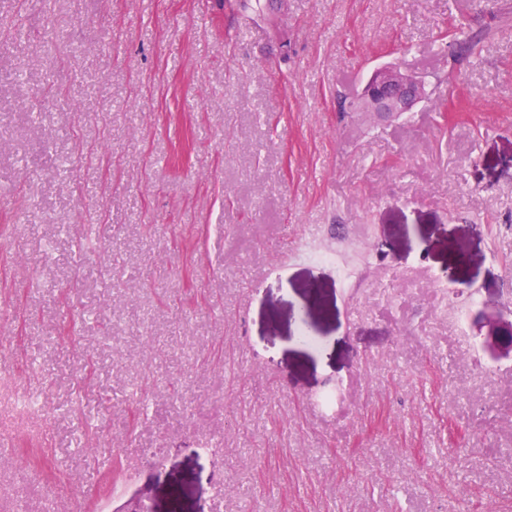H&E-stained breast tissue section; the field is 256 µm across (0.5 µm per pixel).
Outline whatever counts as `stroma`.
Listing matches in <instances>:
<instances>
[{
  "label": "stroma",
  "mask_w": 512,
  "mask_h": 512,
  "mask_svg": "<svg viewBox=\"0 0 512 512\" xmlns=\"http://www.w3.org/2000/svg\"><path fill=\"white\" fill-rule=\"evenodd\" d=\"M0 448V512H512V0H0ZM457 60L471 56L482 42V32L459 30L451 34ZM424 96V84L417 77L394 65H384L374 70L351 105L390 121L412 112Z\"/></svg>",
  "instance_id": "35a3bbf8"
}]
</instances>
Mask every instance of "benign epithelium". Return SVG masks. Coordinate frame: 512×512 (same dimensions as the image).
Listing matches in <instances>:
<instances>
[{
  "label": "benign epithelium",
  "instance_id": "obj_1",
  "mask_svg": "<svg viewBox=\"0 0 512 512\" xmlns=\"http://www.w3.org/2000/svg\"><path fill=\"white\" fill-rule=\"evenodd\" d=\"M424 96V84L417 77L393 65H384L374 70L352 105L379 119L390 121L413 111ZM119 512L151 510L146 496L139 493L128 497Z\"/></svg>",
  "mask_w": 512,
  "mask_h": 512
}]
</instances>
